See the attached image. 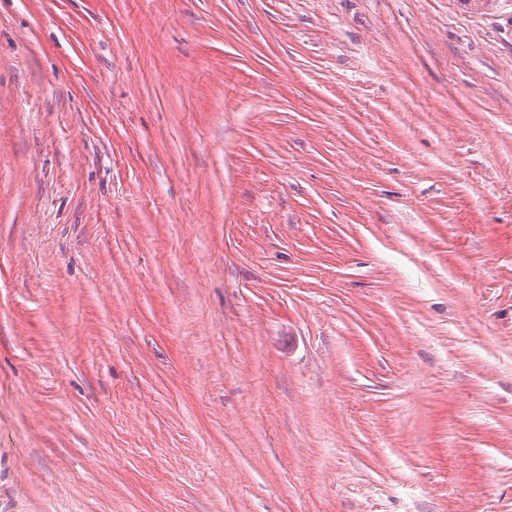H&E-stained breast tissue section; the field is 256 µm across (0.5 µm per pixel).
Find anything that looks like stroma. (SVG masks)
Masks as SVG:
<instances>
[{"mask_svg": "<svg viewBox=\"0 0 512 512\" xmlns=\"http://www.w3.org/2000/svg\"><path fill=\"white\" fill-rule=\"evenodd\" d=\"M0 512H512V0H0Z\"/></svg>", "mask_w": 512, "mask_h": 512, "instance_id": "35a3bbf8", "label": "stroma"}]
</instances>
